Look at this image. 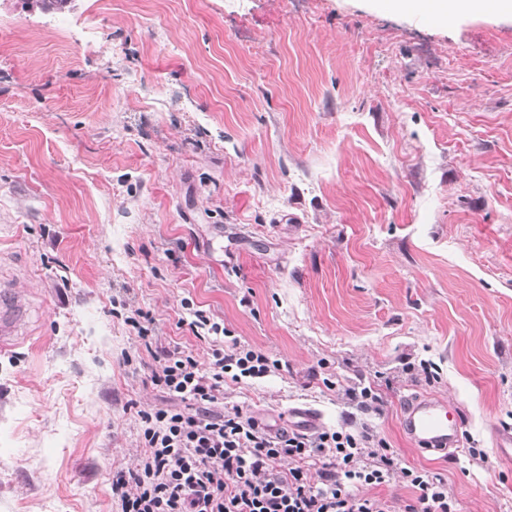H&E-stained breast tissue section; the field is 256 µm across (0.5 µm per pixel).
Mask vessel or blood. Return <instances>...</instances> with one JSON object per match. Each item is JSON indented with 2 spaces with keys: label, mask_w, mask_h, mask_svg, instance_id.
Segmentation results:
<instances>
[{
  "label": "vessel or blood",
  "mask_w": 512,
  "mask_h": 512,
  "mask_svg": "<svg viewBox=\"0 0 512 512\" xmlns=\"http://www.w3.org/2000/svg\"><path fill=\"white\" fill-rule=\"evenodd\" d=\"M402 430L422 455L445 453L461 446V422L447 399L436 394L405 397L399 406Z\"/></svg>",
  "instance_id": "vessel-or-blood-1"
}]
</instances>
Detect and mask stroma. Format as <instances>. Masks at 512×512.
I'll use <instances>...</instances> for the list:
<instances>
[{
    "label": "stroma",
    "mask_w": 512,
    "mask_h": 512,
    "mask_svg": "<svg viewBox=\"0 0 512 512\" xmlns=\"http://www.w3.org/2000/svg\"><path fill=\"white\" fill-rule=\"evenodd\" d=\"M377 3L0 0V512H113L167 402L123 299L199 362L185 299L281 362L224 410L369 427L458 512H512V15ZM411 393L457 409L460 452L416 453Z\"/></svg>",
    "instance_id": "obj_1"
}]
</instances>
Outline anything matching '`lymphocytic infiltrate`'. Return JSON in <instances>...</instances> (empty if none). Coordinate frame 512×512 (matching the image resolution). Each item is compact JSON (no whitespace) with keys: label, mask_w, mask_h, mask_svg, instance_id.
Masks as SVG:
<instances>
[{"label":"lymphocytic infiltrate","mask_w":512,"mask_h":512,"mask_svg":"<svg viewBox=\"0 0 512 512\" xmlns=\"http://www.w3.org/2000/svg\"><path fill=\"white\" fill-rule=\"evenodd\" d=\"M181 306L194 335L223 338L206 365L190 350L154 345L142 308L121 303L125 325L157 363L152 384L183 405L141 412L137 462L112 474L115 512H390L359 489L396 477L417 491L406 512H456L444 478L399 466L388 443L368 427L273 435L242 408L214 413L225 382L267 377L280 363L238 338H224L223 324L190 301Z\"/></svg>","instance_id":"f902f5d3"}]
</instances>
